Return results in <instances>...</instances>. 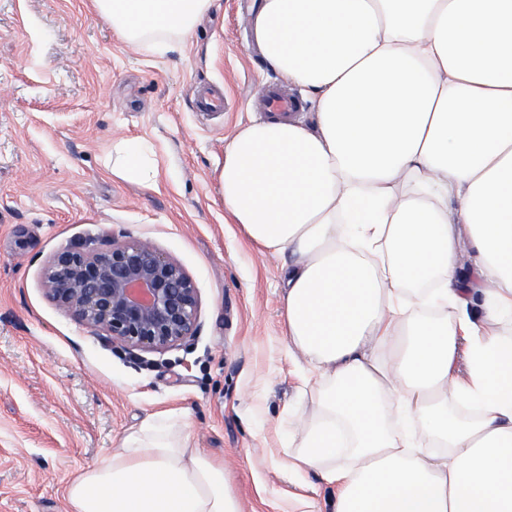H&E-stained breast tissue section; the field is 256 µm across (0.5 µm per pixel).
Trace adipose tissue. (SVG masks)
<instances>
[{
  "mask_svg": "<svg viewBox=\"0 0 512 512\" xmlns=\"http://www.w3.org/2000/svg\"><path fill=\"white\" fill-rule=\"evenodd\" d=\"M212 5L92 0L145 48ZM254 33L317 103L238 130L219 175L235 223L291 254L288 334L324 382L289 472L333 512H512V0H262ZM180 425L148 416L70 512H241Z\"/></svg>",
  "mask_w": 512,
  "mask_h": 512,
  "instance_id": "adipose-tissue-1",
  "label": "adipose tissue"
}]
</instances>
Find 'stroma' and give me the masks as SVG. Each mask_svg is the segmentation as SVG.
<instances>
[{
  "label": "stroma",
  "instance_id": "35a3bbf8",
  "mask_svg": "<svg viewBox=\"0 0 512 512\" xmlns=\"http://www.w3.org/2000/svg\"><path fill=\"white\" fill-rule=\"evenodd\" d=\"M260 0H216L183 39L120 42L90 0H0V512H69L68 480L150 414L187 413L242 512H329L315 472L291 476L293 435L322 385L287 335L281 257L224 212L218 175L258 90L298 87L254 36ZM224 109L196 111V84ZM142 147L154 185L113 174ZM151 242L201 299L198 336L136 357L47 297L42 271L85 239Z\"/></svg>",
  "mask_w": 512,
  "mask_h": 512
}]
</instances>
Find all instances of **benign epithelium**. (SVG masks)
Returning a JSON list of instances; mask_svg holds the SVG:
<instances>
[{"label": "benign epithelium", "instance_id": "7a95c632", "mask_svg": "<svg viewBox=\"0 0 512 512\" xmlns=\"http://www.w3.org/2000/svg\"><path fill=\"white\" fill-rule=\"evenodd\" d=\"M43 282L59 309L131 352L163 354L200 328L195 281L142 240L62 249L45 266Z\"/></svg>", "mask_w": 512, "mask_h": 512}]
</instances>
